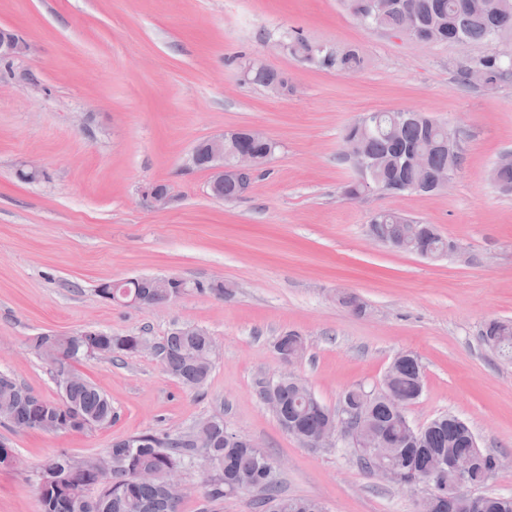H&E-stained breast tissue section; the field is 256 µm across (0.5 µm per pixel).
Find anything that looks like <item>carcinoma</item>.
<instances>
[{
  "mask_svg": "<svg viewBox=\"0 0 512 512\" xmlns=\"http://www.w3.org/2000/svg\"><path fill=\"white\" fill-rule=\"evenodd\" d=\"M347 11L373 29L389 31L404 28L415 21L426 43L465 41L468 44L492 45L501 39L503 30L512 31V0H397V5L386 6V0H342ZM289 54L323 69L357 72L364 59L356 49L337 51L316 45L295 31L284 43ZM485 80L495 85L512 81V64L503 62L502 54L493 51L475 62ZM244 75L255 85L277 79L288 88L287 79L278 71L261 63L250 61L244 65ZM343 141L365 155L371 162L368 175L358 177L346 185L349 193L363 197L394 182L412 192L426 186L431 175L448 168L450 160H460L455 137L448 127L432 117L418 112L407 118H398V112H382L379 120L365 123L358 119L349 125ZM250 150L262 158H271L276 143H256L247 139L224 145V162L233 161L238 150ZM494 181L512 192V153L503 154L495 168ZM370 230L383 243L397 245L403 251L426 254L430 257L448 252V241L431 224H419L407 215L393 210H379L372 214ZM483 339L503 357L512 359V321L493 320L485 324ZM134 335L93 337L100 347L114 353L135 352ZM275 349L281 361L300 359L305 352L302 337L296 333L280 336ZM46 350L59 355L57 374L67 384L57 400L38 399L30 391L6 374H0V414L16 421H39L54 410L73 412L81 419L74 426L82 430L112 423V402L93 383L77 372L74 363L86 355V349L77 347L72 336H53ZM165 369L185 387L199 389L210 375L214 353L210 337L185 336L171 332L159 346ZM423 390V371L418 358L411 353L399 354L382 384L381 393L369 400L362 388L356 387L344 394L351 407L365 409L368 428H378L383 437L377 445L390 452L404 450L400 469L417 477L432 471L438 459L450 456L468 460L477 456L490 459L488 453H477L473 433L468 424L454 415H442L423 428L408 421L396 419L391 402L411 403ZM281 408L277 418L289 434L312 446L318 437L325 417L316 407V396L302 381L284 380L278 385ZM214 430V442L209 448H193L191 440L168 436L141 434L128 441H116L106 450L112 456V473L97 475L88 461L74 460L67 452L52 455L42 471L61 468V473L49 486L43 478L38 484L42 512H180V505L170 503L164 482H141L138 473L150 471L162 474L172 468H184L187 458L197 454L204 472L202 488L211 502L226 498L259 494L255 503L268 506L271 512H324L322 505L308 498H293L280 492L281 480L267 478L266 470L274 468V461L260 448H252L245 440L232 444L224 442L227 427L224 420H208ZM98 488L97 497L87 492ZM485 512H512V497L484 494ZM432 500L433 512H467L465 501L448 504V476L427 486L422 500Z\"/></svg>",
  "mask_w": 512,
  "mask_h": 512,
  "instance_id": "obj_1",
  "label": "carcinoma"
}]
</instances>
